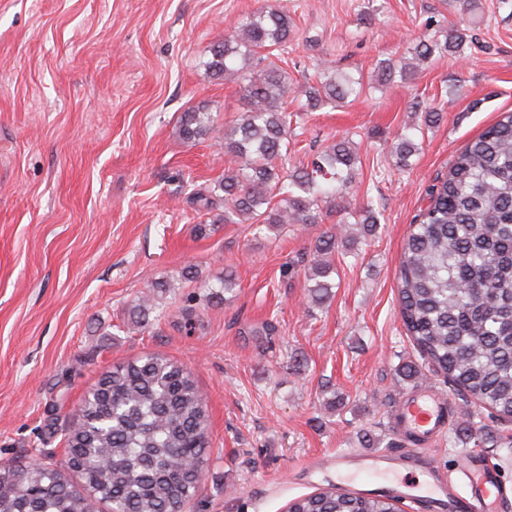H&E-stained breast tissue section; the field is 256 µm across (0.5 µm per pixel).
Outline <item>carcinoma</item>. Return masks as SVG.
I'll use <instances>...</instances> for the list:
<instances>
[{"instance_id": "carcinoma-1", "label": "carcinoma", "mask_w": 512, "mask_h": 512, "mask_svg": "<svg viewBox=\"0 0 512 512\" xmlns=\"http://www.w3.org/2000/svg\"><path fill=\"white\" fill-rule=\"evenodd\" d=\"M292 19L280 7L243 16L230 38L210 49L207 69L242 84L246 110L224 127L230 166L217 183L220 222L250 221L275 229L317 224L320 203L343 199L356 162L347 137L326 145L305 165L293 162L288 132L292 94L279 54L293 39ZM465 34L427 37L414 58L459 53ZM306 91L305 107L342 102L362 93V79L345 73ZM215 132L210 113H184L181 134L196 141ZM418 144L399 134L391 153L405 167ZM398 276L399 314L424 360L441 372L466 403L512 420V111L456 153L448 173L427 193ZM373 232L378 214L368 203L340 223ZM332 230L314 245L310 296L328 297L333 253L347 245ZM465 446L490 442L466 430ZM66 457L22 467L0 463V512H181L198 492L209 450L205 398L182 365L146 355L104 373L75 411L65 432ZM395 495L343 491L335 486L297 498L287 512H400Z\"/></svg>"}]
</instances>
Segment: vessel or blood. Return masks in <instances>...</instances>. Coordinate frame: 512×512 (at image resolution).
I'll return each instance as SVG.
<instances>
[{"mask_svg": "<svg viewBox=\"0 0 512 512\" xmlns=\"http://www.w3.org/2000/svg\"><path fill=\"white\" fill-rule=\"evenodd\" d=\"M446 407L442 395L425 388L401 402L394 416L392 429L397 435L409 432L435 436L446 428ZM337 471H353L368 476L396 477L402 465L399 455L392 452L336 455L332 461ZM458 482L467 490L457 501L459 512H499L505 490L496 478L492 462L483 455L473 454L455 470Z\"/></svg>", "mask_w": 512, "mask_h": 512, "instance_id": "b4317fda", "label": "vessel or blood"}]
</instances>
